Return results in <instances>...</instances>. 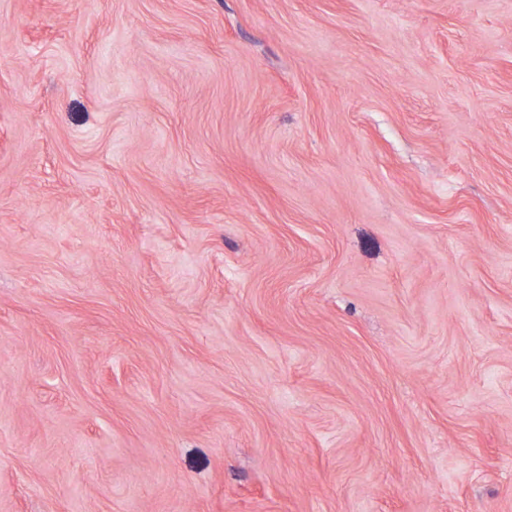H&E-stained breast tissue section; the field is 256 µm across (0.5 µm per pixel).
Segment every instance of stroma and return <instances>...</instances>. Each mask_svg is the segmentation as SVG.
<instances>
[{
	"instance_id": "35a3bbf8",
	"label": "stroma",
	"mask_w": 512,
	"mask_h": 512,
	"mask_svg": "<svg viewBox=\"0 0 512 512\" xmlns=\"http://www.w3.org/2000/svg\"><path fill=\"white\" fill-rule=\"evenodd\" d=\"M0 512H512V0H0Z\"/></svg>"
}]
</instances>
